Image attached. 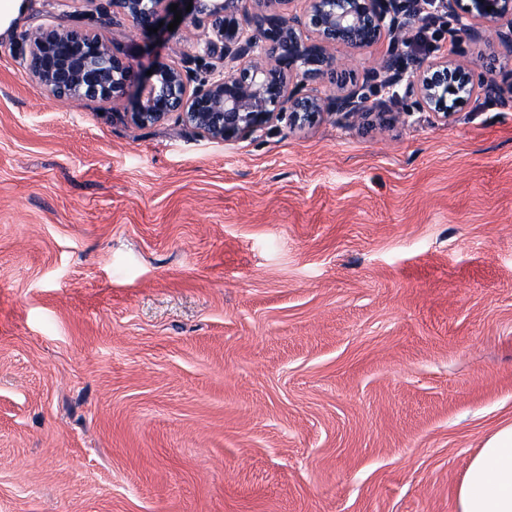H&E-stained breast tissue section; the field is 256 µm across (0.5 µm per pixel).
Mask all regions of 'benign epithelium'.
<instances>
[{
	"label": "benign epithelium",
	"mask_w": 512,
	"mask_h": 512,
	"mask_svg": "<svg viewBox=\"0 0 512 512\" xmlns=\"http://www.w3.org/2000/svg\"><path fill=\"white\" fill-rule=\"evenodd\" d=\"M173 4L182 22L203 30L189 58L196 70L166 57L145 67L152 74L139 76L99 33L39 24L22 34L28 74L56 99L123 102L136 127L174 116L212 139L232 141L285 113L298 129L328 114L362 119L370 109L386 120L385 103H369L364 87L343 85L325 96L319 85L340 69V51L354 54L388 37L410 42L414 28L430 20V5L451 19L452 42H478L492 31L512 46V0H112L142 32L170 18ZM366 81L389 91L405 85L419 109L443 121L478 92L512 99L492 68L477 76L454 50L410 68L391 56L370 68Z\"/></svg>",
	"instance_id": "7a95c632"
}]
</instances>
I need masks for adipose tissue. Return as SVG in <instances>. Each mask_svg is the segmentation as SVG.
Returning a JSON list of instances; mask_svg holds the SVG:
<instances>
[{"label": "adipose tissue", "mask_w": 512, "mask_h": 512, "mask_svg": "<svg viewBox=\"0 0 512 512\" xmlns=\"http://www.w3.org/2000/svg\"><path fill=\"white\" fill-rule=\"evenodd\" d=\"M459 512H512V424L497 430L470 462Z\"/></svg>", "instance_id": "obj_1"}]
</instances>
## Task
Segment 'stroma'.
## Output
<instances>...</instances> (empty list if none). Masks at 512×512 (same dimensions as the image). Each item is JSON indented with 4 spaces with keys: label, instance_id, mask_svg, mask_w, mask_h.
Returning <instances> with one entry per match:
<instances>
[{
    "label": "stroma",
    "instance_id": "obj_1",
    "mask_svg": "<svg viewBox=\"0 0 512 512\" xmlns=\"http://www.w3.org/2000/svg\"><path fill=\"white\" fill-rule=\"evenodd\" d=\"M29 3L0 38V512H458L512 423V105L137 128L50 96L18 33L138 67L197 29ZM459 50L512 85L495 34Z\"/></svg>",
    "mask_w": 512,
    "mask_h": 512
}]
</instances>
